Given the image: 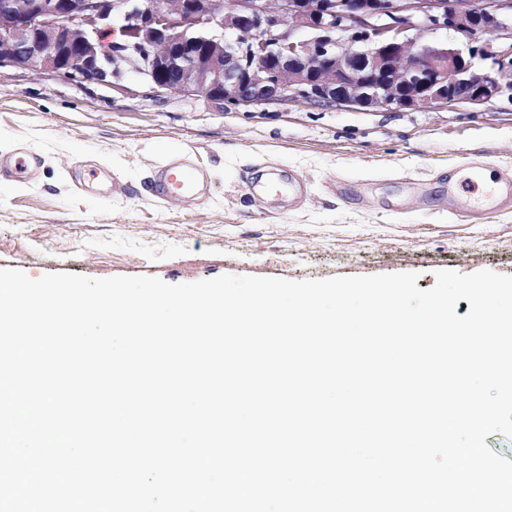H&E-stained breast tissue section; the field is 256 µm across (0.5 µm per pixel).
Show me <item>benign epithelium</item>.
I'll use <instances>...</instances> for the list:
<instances>
[{
	"label": "benign epithelium",
	"mask_w": 512,
	"mask_h": 512,
	"mask_svg": "<svg viewBox=\"0 0 512 512\" xmlns=\"http://www.w3.org/2000/svg\"><path fill=\"white\" fill-rule=\"evenodd\" d=\"M3 66L221 107L480 104L512 93V0H0Z\"/></svg>",
	"instance_id": "7a95c632"
}]
</instances>
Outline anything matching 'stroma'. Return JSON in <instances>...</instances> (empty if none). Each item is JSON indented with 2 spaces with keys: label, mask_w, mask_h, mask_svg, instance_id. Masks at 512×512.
Listing matches in <instances>:
<instances>
[{
  "label": "stroma",
  "mask_w": 512,
  "mask_h": 512,
  "mask_svg": "<svg viewBox=\"0 0 512 512\" xmlns=\"http://www.w3.org/2000/svg\"><path fill=\"white\" fill-rule=\"evenodd\" d=\"M127 85L0 69V157L29 150L41 158L32 180L0 179V268L34 279L69 272L171 284L222 274L302 280L414 271L422 290L440 269L512 275V209L483 219L472 190L453 208L436 205L471 157L512 168L510 95L401 110L223 109L201 96H155L132 78ZM184 154L211 175L210 194L196 207L148 192L157 168ZM80 165L110 171L122 191H78L72 172ZM270 167L304 178L299 209L259 205L246 190V177ZM405 176L429 193L395 214L382 202ZM341 180L370 186L373 202L337 195Z\"/></svg>",
  "instance_id": "35a3bbf8"
}]
</instances>
